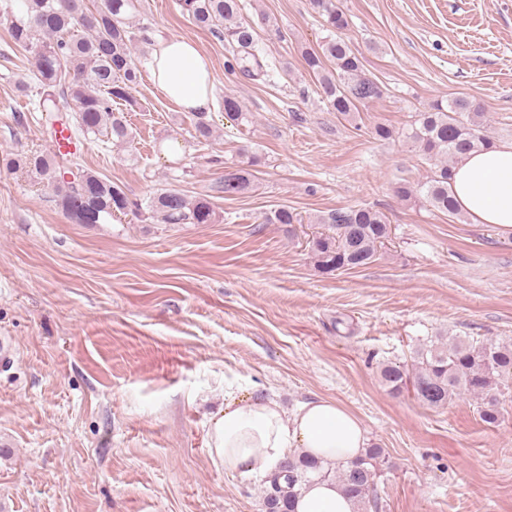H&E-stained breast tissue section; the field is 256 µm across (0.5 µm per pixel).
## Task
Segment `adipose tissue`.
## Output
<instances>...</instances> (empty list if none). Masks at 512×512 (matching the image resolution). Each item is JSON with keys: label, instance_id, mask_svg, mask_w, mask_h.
<instances>
[{"label": "adipose tissue", "instance_id": "obj_1", "mask_svg": "<svg viewBox=\"0 0 512 512\" xmlns=\"http://www.w3.org/2000/svg\"><path fill=\"white\" fill-rule=\"evenodd\" d=\"M145 64L156 87L187 112L210 111L214 78L208 58L185 38L156 40ZM461 211L475 224L512 232V143L473 152L456 165L450 182ZM208 447L225 471H277L291 457L324 465L347 462L367 446L359 419L333 399L317 397L286 413L261 394L232 397L208 429ZM296 512H355L354 501L333 481L314 480L301 490Z\"/></svg>", "mask_w": 512, "mask_h": 512}]
</instances>
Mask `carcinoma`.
I'll return each mask as SVG.
<instances>
[{
	"mask_svg": "<svg viewBox=\"0 0 512 512\" xmlns=\"http://www.w3.org/2000/svg\"><path fill=\"white\" fill-rule=\"evenodd\" d=\"M137 0H102L90 8L87 0H19L0 8V25L13 44L33 61L34 86L39 96V123L49 129L65 127L84 137L102 136L129 148L133 137L121 105L134 108L132 91L138 84L133 50L150 41L149 27H136L130 18ZM311 9L330 32L321 45L304 48L306 69L319 84L328 108L344 117L361 103L383 96L382 87L369 78L349 43L337 36L348 27L336 0H309ZM179 6L197 27L215 33L228 46L229 70L251 77L267 75L262 48L254 27L242 21V0H179ZM198 140L213 137L208 114H194ZM403 137L431 162L430 174L417 184L401 183L396 194L403 200H419L451 219L460 215L448 183L454 165L466 154L493 145L481 122V112L472 101L457 97L436 100L420 112ZM7 166L34 174L52 188L55 201L74 224H107L120 215H134L144 224H214L217 222L212 195H189L175 188H162L146 199L130 197L124 189L85 168L75 157L61 152L17 154ZM252 174L245 167L224 172L215 191L240 196L252 188ZM265 224H299L298 214L280 207L263 219ZM324 223L328 231L311 241L313 265L322 274L364 268L376 259L390 229L386 216L370 207L338 210ZM382 383L400 393L412 381L417 399L442 407L467 393L479 404L487 424L501 419L500 396L512 381V346L493 341H466L457 337L439 339L417 352L408 366L389 363L380 369ZM381 449L369 448L346 464L321 466L303 458H290L280 472L270 477L266 494L268 512H294L293 502L302 485L313 478L336 480L355 501L357 509L378 506L377 460Z\"/></svg>",
	"mask_w": 512,
	"mask_h": 512,
	"instance_id": "obj_1",
	"label": "carcinoma"
}]
</instances>
